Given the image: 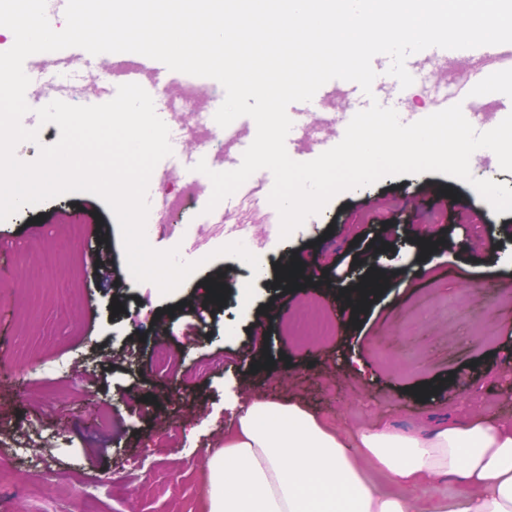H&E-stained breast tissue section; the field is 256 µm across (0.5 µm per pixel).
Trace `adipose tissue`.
Returning a JSON list of instances; mask_svg holds the SVG:
<instances>
[{
	"label": "adipose tissue",
	"instance_id": "adipose-tissue-1",
	"mask_svg": "<svg viewBox=\"0 0 512 512\" xmlns=\"http://www.w3.org/2000/svg\"><path fill=\"white\" fill-rule=\"evenodd\" d=\"M207 512H512V422L348 431L289 399L234 396ZM439 482L454 492L421 497Z\"/></svg>",
	"mask_w": 512,
	"mask_h": 512
}]
</instances>
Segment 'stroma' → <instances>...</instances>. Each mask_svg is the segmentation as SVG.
<instances>
[{
  "label": "stroma",
  "mask_w": 512,
  "mask_h": 512,
  "mask_svg": "<svg viewBox=\"0 0 512 512\" xmlns=\"http://www.w3.org/2000/svg\"><path fill=\"white\" fill-rule=\"evenodd\" d=\"M463 68L424 64L425 83L395 88V97L404 111H428L457 94ZM185 186L177 175L163 183L173 207L148 218L150 244H195L205 264L167 297L133 281L116 221L94 195L0 221V266L11 269L0 288V433L42 426L30 453L104 481L105 512L204 504L208 462L232 422L224 399L235 393L289 396L350 428L378 416L403 430L473 414L512 420L503 394L512 339L498 328L512 306L496 301L497 286L512 282V212L494 214L456 178L401 175L337 195L284 240L247 202L226 224L208 223L210 192L181 206ZM71 214L89 228L78 250L64 242ZM238 224L260 277L238 259L210 257ZM48 252L53 265L33 280ZM308 305L335 323L334 336L307 344L289 334V318ZM159 342L177 352L173 365L157 367ZM353 357L365 364L363 382L351 377ZM0 469L8 512H35L45 497L64 512H88L62 475L8 460Z\"/></svg>",
  "instance_id": "35a3bbf8"
}]
</instances>
